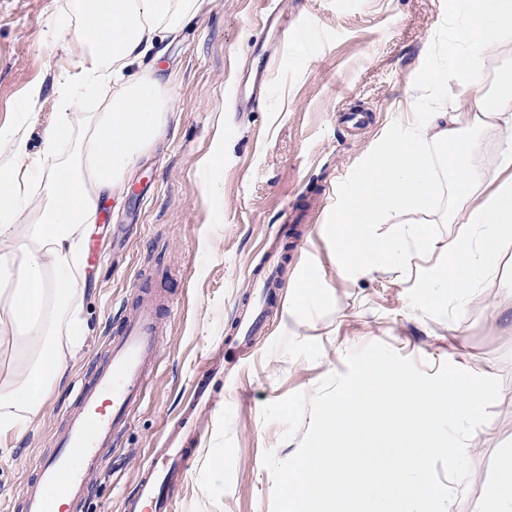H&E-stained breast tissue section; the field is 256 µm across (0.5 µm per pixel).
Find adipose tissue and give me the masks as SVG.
Here are the masks:
<instances>
[{
    "label": "adipose tissue",
    "instance_id": "obj_1",
    "mask_svg": "<svg viewBox=\"0 0 512 512\" xmlns=\"http://www.w3.org/2000/svg\"><path fill=\"white\" fill-rule=\"evenodd\" d=\"M199 9L200 0H69L63 18L78 24V62L60 74L56 125L30 152L25 125L35 118L37 85L21 120L0 126V453L18 447L82 357L88 327L77 274L98 203L162 135L171 105L162 78L147 74L81 123L72 114L96 88L142 64L156 35L179 33ZM448 18L452 31L415 71L407 110L326 224L342 275L369 276L389 260L405 267L439 248L441 268L424 280L417 304L442 316L440 289L464 302L475 297L512 246V74L500 65L512 56V0H448ZM466 129L479 137L463 146ZM487 137L498 146L491 174L478 163ZM444 178L454 207L438 221L455 229L438 244L417 213ZM400 215L399 238L372 251L373 226ZM478 512H512V448L499 451Z\"/></svg>",
    "mask_w": 512,
    "mask_h": 512
}]
</instances>
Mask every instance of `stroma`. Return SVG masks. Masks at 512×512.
<instances>
[{"instance_id": "1", "label": "stroma", "mask_w": 512, "mask_h": 512, "mask_svg": "<svg viewBox=\"0 0 512 512\" xmlns=\"http://www.w3.org/2000/svg\"><path fill=\"white\" fill-rule=\"evenodd\" d=\"M66 2L0 0V126L16 122L27 91L41 86L37 117L27 125L33 152L57 120L60 75L46 52L76 63L74 30L53 23ZM447 33V0H204L179 35L158 41V57L145 68L167 79L174 115L100 205L80 273L84 355L12 458H0V512H20L36 458L53 452L74 385L99 366L137 287L162 292L174 307L162 314L144 398L93 478L83 512H121L204 381L211 399L194 412L198 436L174 512H271L263 454L288 460L299 441L284 439L283 424L263 422V405L313 393L326 376L345 372L349 350L373 342L421 362L430 375L448 361L501 380L491 418L468 451V483L447 509L477 512L498 448L512 443V321L488 314L512 281V248L465 306L447 299L452 314L444 317L411 305L431 261L415 260L406 273L389 267L343 277L336 246L323 234L337 195L373 161L406 108L431 40ZM209 155L213 164L201 167ZM208 185L215 188L209 196ZM286 238L292 246L263 333L224 374L209 376V365L224 363L225 332L250 296L251 269ZM314 266L325 274L322 286L300 289ZM297 300L306 309L299 323L288 316ZM215 459L223 480L200 494L197 482Z\"/></svg>"}]
</instances>
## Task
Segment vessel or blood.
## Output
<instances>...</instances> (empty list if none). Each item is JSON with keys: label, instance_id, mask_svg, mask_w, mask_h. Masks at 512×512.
Returning a JSON list of instances; mask_svg holds the SVG:
<instances>
[{"label": "vessel or blood", "instance_id": "obj_1", "mask_svg": "<svg viewBox=\"0 0 512 512\" xmlns=\"http://www.w3.org/2000/svg\"><path fill=\"white\" fill-rule=\"evenodd\" d=\"M252 284L253 303L237 308L226 344H233L237 336L257 332L261 326L257 306L273 280L267 269H262L253 275ZM168 305V300L157 293L140 289L103 361L79 385L55 451L37 459L36 479L24 497L23 512H60L64 503L71 512H78L83 505L91 475L98 472L100 459L111 452L141 398L163 333L160 312ZM188 458L189 451L181 441L169 440L158 463L138 479L135 492L123 499L121 512H170L168 490L183 475Z\"/></svg>", "mask_w": 512, "mask_h": 512}]
</instances>
